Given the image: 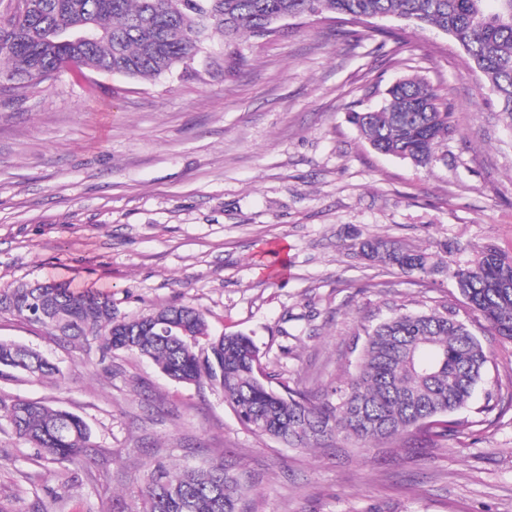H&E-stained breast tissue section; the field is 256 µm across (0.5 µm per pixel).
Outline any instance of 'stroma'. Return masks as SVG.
I'll return each instance as SVG.
<instances>
[{"label": "stroma", "mask_w": 512, "mask_h": 512, "mask_svg": "<svg viewBox=\"0 0 512 512\" xmlns=\"http://www.w3.org/2000/svg\"><path fill=\"white\" fill-rule=\"evenodd\" d=\"M247 64L211 59L150 82L84 70L0 95V290L50 278L110 293L119 318L189 303L211 335L254 340L277 389L332 391L365 326L445 303L491 354L501 409L441 437L288 448L241 424L222 392L175 382L146 359L103 360L0 314V339L56 362L65 380H0L91 429L93 462L59 512H140L157 465L223 458L250 474L245 512H512V340L491 334L448 276L361 260L380 236L464 265L512 255V121L446 34L397 19L290 18L242 40ZM416 76L448 103L453 131L416 168L350 123ZM0 506L36 512L54 485L35 449L0 431Z\"/></svg>", "instance_id": "stroma-1"}]
</instances>
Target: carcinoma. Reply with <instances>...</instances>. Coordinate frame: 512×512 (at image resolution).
Here are the masks:
<instances>
[{
  "label": "carcinoma",
  "instance_id": "cac0c4a2",
  "mask_svg": "<svg viewBox=\"0 0 512 512\" xmlns=\"http://www.w3.org/2000/svg\"><path fill=\"white\" fill-rule=\"evenodd\" d=\"M17 0L0 15V90L38 85L74 65L124 71L139 80L170 73L220 39L230 49L247 34L264 38L290 16L328 13L352 23L396 18L448 34L486 77L497 111L512 119V0ZM96 30L76 42L77 25ZM351 122L376 151L416 167L432 163L452 132L437 93L418 78L386 90L376 110L350 113ZM360 254L408 276L442 271L479 313L491 332L512 340V255L489 245L467 265L443 267L431 254L383 238L367 240ZM6 312L50 330L105 358L117 351L149 359L178 383L207 384L252 431L290 447L313 448L342 436L362 445L462 428L452 415L485 381L489 352L455 310L396 312L364 329L354 368L334 389L336 399L314 401L299 391L282 393L262 369L259 350L242 334L218 339L204 313L171 304L133 319L112 315V296L81 291L65 282L24 283L0 291ZM178 318L171 336L148 331L151 318ZM24 375L35 381L63 379L39 352L0 340V379ZM0 418L17 438L54 466L55 502L70 497L77 470L88 463L90 431L78 415L23 398H0ZM248 476L213 460L198 469L161 466L141 491L143 512H243Z\"/></svg>",
  "mask_w": 512,
  "mask_h": 512
}]
</instances>
